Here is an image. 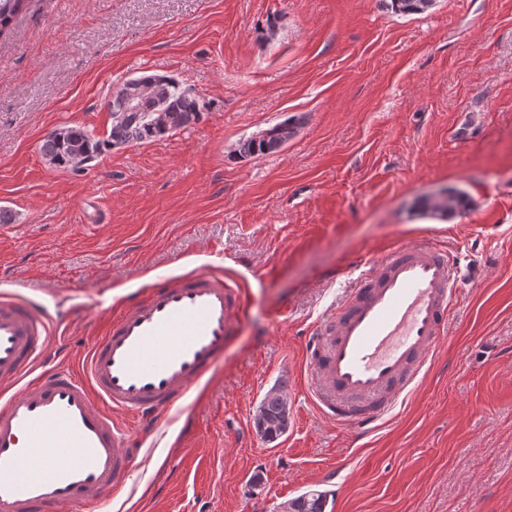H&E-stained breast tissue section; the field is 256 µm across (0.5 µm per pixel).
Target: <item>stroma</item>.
Masks as SVG:
<instances>
[{
    "label": "stroma",
    "mask_w": 512,
    "mask_h": 512,
    "mask_svg": "<svg viewBox=\"0 0 512 512\" xmlns=\"http://www.w3.org/2000/svg\"><path fill=\"white\" fill-rule=\"evenodd\" d=\"M172 75L196 124L72 172L47 132L105 136L110 91ZM293 117L278 152L239 140ZM462 193L456 214L418 202ZM0 293L63 324L78 364L124 299L163 276L241 289L239 332L179 418L139 446L110 512H512V0H29L0 36ZM429 236L462 280L434 364L370 437L322 416L298 379L316 321L383 251ZM287 393L268 442L253 415ZM287 397L279 388H271L260 404L254 418L256 431L267 440H274L288 428ZM319 493H305L288 502L285 512H325L326 497Z\"/></svg>",
    "instance_id": "1"
}]
</instances>
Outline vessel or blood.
<instances>
[{
    "mask_svg": "<svg viewBox=\"0 0 512 512\" xmlns=\"http://www.w3.org/2000/svg\"><path fill=\"white\" fill-rule=\"evenodd\" d=\"M459 281L424 236L374 261L315 328L307 399L372 434L430 371ZM242 294L209 273L163 276L128 298L82 363L49 364L52 320L0 296V512H103L135 452L131 426L180 406L224 353Z\"/></svg>",
    "mask_w": 512,
    "mask_h": 512,
    "instance_id": "vessel-or-blood-1",
    "label": "vessel or blood"
}]
</instances>
